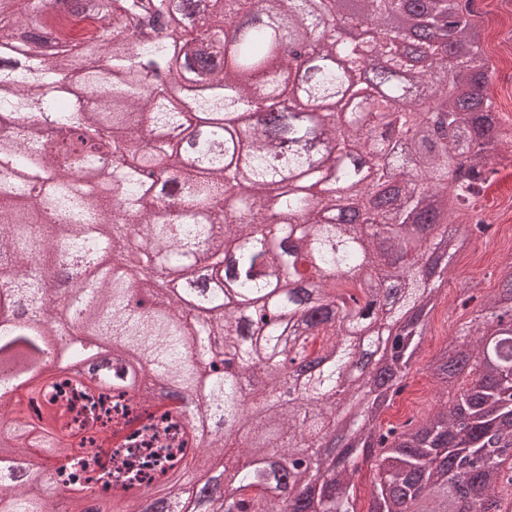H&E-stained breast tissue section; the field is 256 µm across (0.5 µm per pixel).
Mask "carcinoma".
Here are the masks:
<instances>
[{
	"label": "carcinoma",
	"instance_id": "carcinoma-1",
	"mask_svg": "<svg viewBox=\"0 0 512 512\" xmlns=\"http://www.w3.org/2000/svg\"><path fill=\"white\" fill-rule=\"evenodd\" d=\"M203 2L74 0L66 14L100 26L53 46L49 0H0V336L33 345L18 324L49 314L60 335L78 307L64 363L101 337L125 359L148 354L173 398L200 394L220 416L208 439L195 423L190 459L219 476L227 443L253 459L235 512H358L352 478L372 459L368 512H489L512 487V320L488 328L512 313V266L430 364L439 384L460 381L453 400L416 423L380 422L439 300L432 254L445 238L450 258L467 247L453 224L483 226L474 208L508 161L509 75L483 63L471 22L487 5L446 0L434 15L417 0H352L345 12L346 0H329L338 28H388L349 42L311 0ZM438 19L443 44L427 35ZM136 21L157 35L137 38ZM307 41L316 64L305 86L290 48ZM376 57L412 87L394 80L353 112L344 96ZM278 99L288 105L264 119ZM189 150L194 166L176 167ZM340 191L375 234L350 231ZM173 282L178 301L137 298ZM310 288L321 299L306 300ZM392 324L390 365L359 382L348 363ZM296 359L314 369L305 410L278 389ZM51 388L34 387L29 428L64 432ZM340 409L354 413L352 439L328 456L312 439L336 430ZM181 469L162 482L173 500L188 498ZM0 512L53 507L23 483Z\"/></svg>",
	"mask_w": 512,
	"mask_h": 512
}]
</instances>
